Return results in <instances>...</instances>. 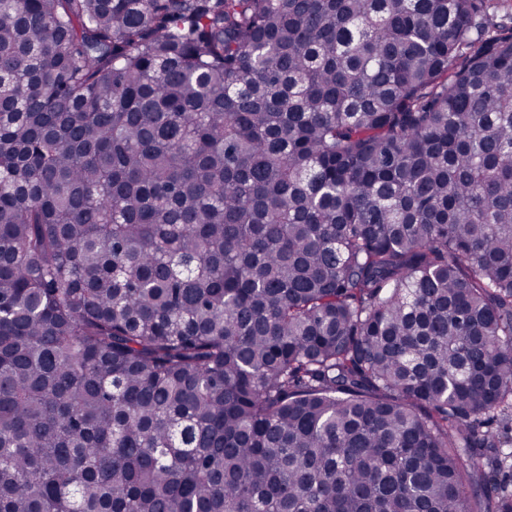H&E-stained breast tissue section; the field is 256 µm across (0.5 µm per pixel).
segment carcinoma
<instances>
[{"mask_svg":"<svg viewBox=\"0 0 512 512\" xmlns=\"http://www.w3.org/2000/svg\"><path fill=\"white\" fill-rule=\"evenodd\" d=\"M484 7L0 0V512H512Z\"/></svg>","mask_w":512,"mask_h":512,"instance_id":"cac0c4a2","label":"carcinoma"}]
</instances>
